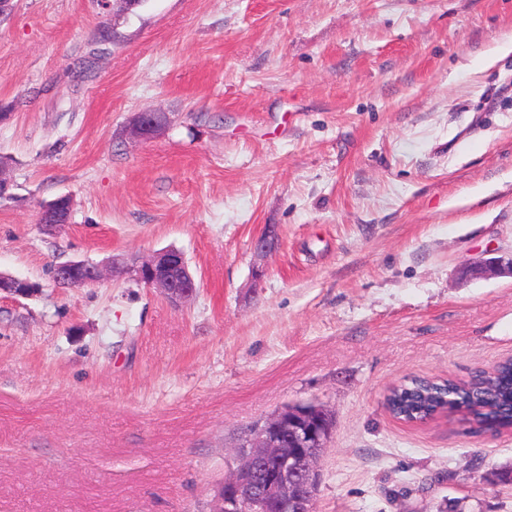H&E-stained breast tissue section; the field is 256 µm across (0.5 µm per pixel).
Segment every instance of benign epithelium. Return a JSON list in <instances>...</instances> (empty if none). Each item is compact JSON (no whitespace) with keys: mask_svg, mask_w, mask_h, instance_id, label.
Instances as JSON below:
<instances>
[{"mask_svg":"<svg viewBox=\"0 0 512 512\" xmlns=\"http://www.w3.org/2000/svg\"><path fill=\"white\" fill-rule=\"evenodd\" d=\"M165 112H139L129 127L138 140L153 138L167 124ZM72 202L58 197L54 206L44 205L41 223L47 227L70 223ZM112 276L126 275L162 292L173 304L191 300L197 282L182 252L169 248L148 258L133 256L109 263ZM465 270L480 277L512 275V254L492 256L473 262ZM101 265L80 260L56 267L55 281L80 286L97 282ZM26 298L35 285L0 274V292ZM328 419V412L315 403H288L270 417L241 434L225 457L224 479L214 489L213 512H263L271 506L278 512H313L321 483L319 457L312 448L328 447L330 431L311 426Z\"/></svg>","mask_w":512,"mask_h":512,"instance_id":"1","label":"benign epithelium"}]
</instances>
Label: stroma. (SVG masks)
<instances>
[{
  "mask_svg": "<svg viewBox=\"0 0 512 512\" xmlns=\"http://www.w3.org/2000/svg\"><path fill=\"white\" fill-rule=\"evenodd\" d=\"M0 110V273L41 286L0 295V512H206L239 433L311 400L314 512H512V430L383 406L512 356V276L461 277L512 251V0H15ZM171 247L179 306L54 281ZM168 116L164 112H139L129 127V134L138 140L153 138L167 124ZM55 206L44 205L40 212L41 224L52 227L60 224H69L72 213V202L69 196L61 195L57 198ZM67 204V205H65ZM103 275L101 265L92 261L80 260L62 263L56 267L55 281L64 287L72 288L66 284L80 286L97 282Z\"/></svg>",
  "mask_w": 512,
  "mask_h": 512,
  "instance_id": "35a3bbf8",
  "label": "stroma"
}]
</instances>
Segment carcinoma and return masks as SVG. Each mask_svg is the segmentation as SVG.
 Instances as JSON below:
<instances>
[{
    "label": "carcinoma",
    "instance_id": "cac0c4a2",
    "mask_svg": "<svg viewBox=\"0 0 512 512\" xmlns=\"http://www.w3.org/2000/svg\"><path fill=\"white\" fill-rule=\"evenodd\" d=\"M385 408L406 423L422 424L464 409L478 427L512 428V358L467 381L410 377L389 388Z\"/></svg>",
    "mask_w": 512,
    "mask_h": 512
}]
</instances>
